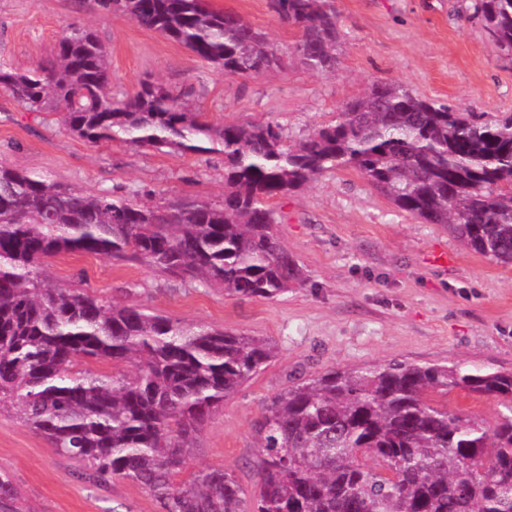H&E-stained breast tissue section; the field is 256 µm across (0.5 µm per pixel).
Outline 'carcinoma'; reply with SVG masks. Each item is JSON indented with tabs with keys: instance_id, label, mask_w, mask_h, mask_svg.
Listing matches in <instances>:
<instances>
[{
	"instance_id": "1",
	"label": "carcinoma",
	"mask_w": 512,
	"mask_h": 512,
	"mask_svg": "<svg viewBox=\"0 0 512 512\" xmlns=\"http://www.w3.org/2000/svg\"><path fill=\"white\" fill-rule=\"evenodd\" d=\"M99 2L226 75L282 67L264 33L207 0ZM269 2L299 30L301 63L315 74L335 70L333 0ZM474 10L512 62V0H475ZM111 85L107 51L87 27L70 28L55 58L34 70L0 67V86L17 102L62 109L90 144L118 138L224 154V203L142 204L0 165V412L46 437L89 481H132L162 512H512V371L384 363L289 387L254 422L260 486L249 504L222 468L179 476L196 436L268 365L273 346L63 288L46 274L49 259L85 253L138 260L241 300L276 299L302 276L270 201L342 167L399 210L446 224L473 251L511 266L512 116L488 124L376 82L295 143L273 121L209 123L161 84L121 100ZM85 359L112 371L83 369ZM454 389L498 398L495 429L430 399ZM17 499L0 471V512H19Z\"/></svg>"
}]
</instances>
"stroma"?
Here are the masks:
<instances>
[{
    "label": "stroma",
    "instance_id": "stroma-1",
    "mask_svg": "<svg viewBox=\"0 0 512 512\" xmlns=\"http://www.w3.org/2000/svg\"><path fill=\"white\" fill-rule=\"evenodd\" d=\"M212 2L265 32L284 51L286 67L253 78L224 74L97 0H0V66L24 72L53 59L77 24L90 26L107 48L114 98L135 93L142 81L160 82L215 124L275 121L298 138L334 122L380 81L481 122L512 115V62L487 34L474 0H334L339 64L325 74L300 63L298 30L275 16L269 0ZM1 164L129 199L146 191L157 203L224 198L223 154L158 152L119 140L92 145L65 126L61 111H29L0 89ZM272 206L304 277L274 300L237 299L107 256L62 254L48 266L57 285L275 345L272 361L197 436L186 466L225 469L248 500L259 487L252 424L299 380L389 362L512 371V266L472 251L446 225L400 211L353 169L324 172ZM441 252L447 262H436ZM446 399L485 428L498 422L494 398L453 390ZM0 469L12 475L21 512H161L131 481L84 482L78 463L7 413H0Z\"/></svg>",
    "mask_w": 512,
    "mask_h": 512
}]
</instances>
